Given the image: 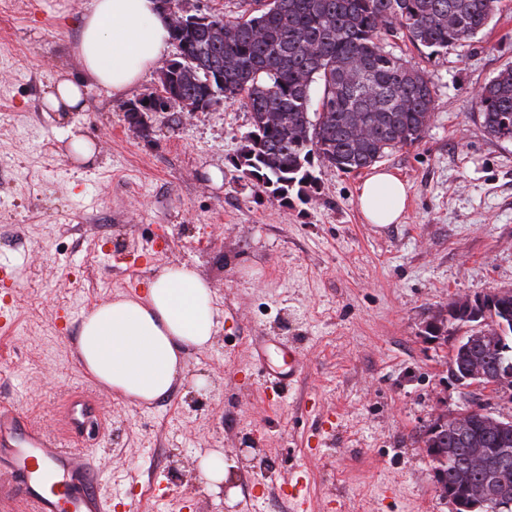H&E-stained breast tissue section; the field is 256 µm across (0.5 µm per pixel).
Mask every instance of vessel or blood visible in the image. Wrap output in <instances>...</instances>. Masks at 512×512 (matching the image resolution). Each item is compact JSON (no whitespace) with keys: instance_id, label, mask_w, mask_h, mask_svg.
Returning <instances> with one entry per match:
<instances>
[{"instance_id":"b4317fda","label":"vessel or blood","mask_w":512,"mask_h":512,"mask_svg":"<svg viewBox=\"0 0 512 512\" xmlns=\"http://www.w3.org/2000/svg\"><path fill=\"white\" fill-rule=\"evenodd\" d=\"M89 406L88 397L71 395L65 404L67 428H81ZM0 466L10 472L28 512H104L87 453L67 447L61 435L45 431L5 400H0Z\"/></svg>"}]
</instances>
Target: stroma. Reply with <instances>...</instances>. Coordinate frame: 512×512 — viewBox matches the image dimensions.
I'll use <instances>...</instances> for the list:
<instances>
[{
    "label": "stroma",
    "instance_id": "obj_1",
    "mask_svg": "<svg viewBox=\"0 0 512 512\" xmlns=\"http://www.w3.org/2000/svg\"><path fill=\"white\" fill-rule=\"evenodd\" d=\"M88 0H15L0 11V298L14 328L0 336V399L62 432L64 404L91 393L103 421L67 436L99 472L116 512H290L297 470L313 512H451L436 491L421 430L439 407L476 401L512 417V396L464 389L448 350L427 342L428 315L456 295L512 289V142L487 135L477 90L512 66V0L482 33L439 54L386 37L422 71L435 109L422 140L381 162L405 181L401 223H366L365 171L315 167V185L280 203L231 163L249 127L241 103L148 115L132 131L126 107L158 90L150 70L127 93L91 90L72 112L97 145L75 161L42 110L74 51ZM223 174L213 184L212 170ZM187 262L209 282L221 315L211 345L185 354L184 379L150 404L102 389L74 343L84 313ZM270 363L294 347L304 364L281 397L265 394L252 342ZM220 451L228 490L214 491L202 458Z\"/></svg>",
    "mask_w": 512,
    "mask_h": 512
}]
</instances>
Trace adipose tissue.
<instances>
[{"instance_id": "adipose-tissue-1", "label": "adipose tissue", "mask_w": 512, "mask_h": 512, "mask_svg": "<svg viewBox=\"0 0 512 512\" xmlns=\"http://www.w3.org/2000/svg\"><path fill=\"white\" fill-rule=\"evenodd\" d=\"M169 42V21L156 0H89L76 44L82 74L59 77L43 98V111H86L94 88L123 93L163 58ZM408 197V185L378 167L358 190L359 209L370 224L398 223ZM218 318L213 291L197 269L166 266L140 295L86 313L76 356L99 386L152 402L182 382L185 350L207 348Z\"/></svg>"}]
</instances>
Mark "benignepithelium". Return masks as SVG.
I'll return each instance as SVG.
<instances>
[{"mask_svg": "<svg viewBox=\"0 0 512 512\" xmlns=\"http://www.w3.org/2000/svg\"><path fill=\"white\" fill-rule=\"evenodd\" d=\"M163 12L172 27L181 28L188 22H197L203 17L187 6V0H159ZM172 60L163 63L158 71V93L148 98L151 112H163L177 105L183 112L204 111L217 101L197 107L189 105L175 93L165 91L163 82ZM512 297L509 289H498L474 296H457L448 305L432 311L423 328V337L428 341L447 340L452 345L448 359V372L466 388H480L488 391H502L512 388V363L500 362L502 353L509 351L508 343L512 340V317L503 314L499 317L496 309ZM464 315L465 334L455 336L449 333L448 319ZM489 347L498 362L495 369H489L483 359H471L462 367L456 362V355L465 354L474 347ZM481 427L483 431L504 434L512 430V417L497 415L482 404H471L463 409L450 412L441 409L434 413L426 425L427 436L436 440L446 433H451L458 445L469 449L470 465L451 467L455 449L427 448L425 453L432 465L435 487L439 494L452 506V512H512V487L503 483L498 474L485 468V448L476 437L474 430ZM482 470L480 478L475 472Z\"/></svg>", "mask_w": 512, "mask_h": 512, "instance_id": "benign-epithelium-1", "label": "benign epithelium"}]
</instances>
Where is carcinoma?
<instances>
[{
  "label": "carcinoma",
  "mask_w": 512,
  "mask_h": 512,
  "mask_svg": "<svg viewBox=\"0 0 512 512\" xmlns=\"http://www.w3.org/2000/svg\"><path fill=\"white\" fill-rule=\"evenodd\" d=\"M496 0H242L241 14L213 15L172 32L179 42L169 89L198 102L214 90L240 101L249 130L232 159L253 187L284 204L312 186L314 164L344 173L369 168L419 142L434 110L426 75L385 50L400 34L438 54L482 32ZM484 131L512 141V66L477 94ZM476 435L488 449L506 438Z\"/></svg>",
  "instance_id": "1"
}]
</instances>
